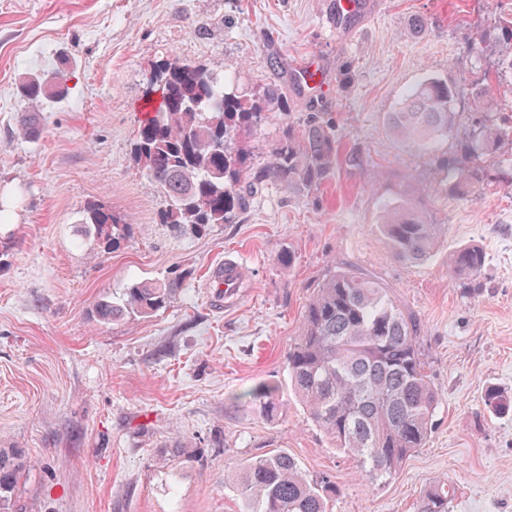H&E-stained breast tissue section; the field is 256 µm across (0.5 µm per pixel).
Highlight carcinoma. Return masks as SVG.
<instances>
[{
  "label": "carcinoma",
  "instance_id": "obj_1",
  "mask_svg": "<svg viewBox=\"0 0 512 512\" xmlns=\"http://www.w3.org/2000/svg\"><path fill=\"white\" fill-rule=\"evenodd\" d=\"M477 54L496 43L512 46V13H503L476 36H464ZM500 58L495 72L485 71L471 88L476 106L470 129L450 156L441 144L456 127V89L428 77L414 84L397 107L386 113L387 130L403 148L436 156L448 172V193L469 197L496 181L512 185V158L487 161L503 144L512 143V115L497 118L495 82L505 81ZM153 85L161 94L157 113L141 121L133 159L160 189L167 205L159 223L177 237H203L215 224H236L250 211L255 195L269 183L319 202L317 192L338 172L341 131L327 112H310L302 124H285L273 140L267 159L250 162L241 139L258 133L267 120L290 111L288 94L277 83L253 92L239 87L238 76L218 78L199 65L162 62ZM20 132L40 134L32 113L19 117ZM85 235L103 251L116 250L134 236V225L118 213L90 202L80 211ZM379 233L396 260L419 263L430 258L447 233V225L409 196L384 207ZM484 251L473 245L453 251L449 272L469 286L485 265ZM180 278L141 280L117 301H104L96 314L103 322L144 316L165 309L177 298ZM419 322L402 309L377 279L351 266L332 268L312 292L301 335L288 351V382L309 418L332 441L350 453L371 480L396 473L432 433L439 392L426 371L419 344ZM261 410L274 415L275 388L251 391ZM483 409L512 415V393L485 388ZM25 470L20 448H0V512H15V491ZM236 487L242 512H330L336 495L331 481H313L298 461L283 450L248 459ZM452 494L445 484L426 491L420 512H448Z\"/></svg>",
  "mask_w": 512,
  "mask_h": 512
}]
</instances>
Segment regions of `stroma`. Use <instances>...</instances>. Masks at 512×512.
Returning a JSON list of instances; mask_svg holds the SVG:
<instances>
[{
	"label": "stroma",
	"mask_w": 512,
	"mask_h": 512,
	"mask_svg": "<svg viewBox=\"0 0 512 512\" xmlns=\"http://www.w3.org/2000/svg\"><path fill=\"white\" fill-rule=\"evenodd\" d=\"M330 2L0 0V205L11 214L0 224L10 244L0 258V448L26 454L23 512H241L225 478L273 450L311 480L335 483L332 512H419L437 482L455 489L448 512H512V416H492L481 401L490 384L512 391V187L450 195L447 173L399 147L384 124L410 85L448 80L458 92L455 148L471 123V86L503 52L472 54L463 35L512 0H370L336 30ZM415 13L428 31L400 37ZM173 60L218 76L240 64L253 90L280 83L294 121L322 101L343 150L360 148V165L321 186L320 206L272 183L240 223L174 236L158 221L163 194L132 158L154 69ZM303 63L323 79L317 94L295 84ZM346 63L356 77L343 91ZM57 76L62 96L19 92L25 79ZM21 112L39 114L38 138L19 134ZM420 187L448 234L427 261L403 264L381 243L378 220ZM90 201L134 224L120 249L101 253L82 233ZM465 244L487 255L474 292L448 272L449 254ZM284 250L292 266L279 263ZM228 256L245 264L247 282L218 308L208 282ZM342 263L376 276L417 317L440 394L426 445L381 481L333 446L288 383L312 291ZM176 273L183 283L170 307L97 320L100 302ZM264 384L277 389L272 418L249 397ZM179 440L187 455L174 453Z\"/></svg>",
	"instance_id": "obj_1"
}]
</instances>
